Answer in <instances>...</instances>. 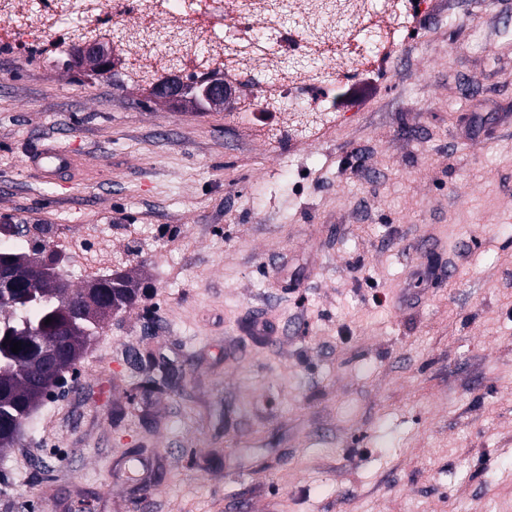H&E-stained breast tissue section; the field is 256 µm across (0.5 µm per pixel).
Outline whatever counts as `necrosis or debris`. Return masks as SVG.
<instances>
[{
  "instance_id": "obj_1",
  "label": "necrosis or debris",
  "mask_w": 512,
  "mask_h": 512,
  "mask_svg": "<svg viewBox=\"0 0 512 512\" xmlns=\"http://www.w3.org/2000/svg\"><path fill=\"white\" fill-rule=\"evenodd\" d=\"M410 8L409 0H383L377 11L368 0H39V18L54 19L55 30L27 36L5 30L0 43L67 55L73 36L70 20L76 17L83 20L86 32L112 39L116 47L133 39L145 45L138 67L126 71L135 82H158L174 65L201 78L213 64L222 63L257 85L255 97L242 107L240 119L248 124L271 112L330 111L337 76L359 72L367 47L386 41L400 14ZM292 12L308 21L301 60L272 27L273 21ZM343 17L362 29L363 37L340 53L336 23ZM158 18L167 20L169 27L164 52L153 53L149 47L155 42L153 22ZM113 234L109 224H63L55 227L51 240L66 256L73 276L94 278Z\"/></svg>"
}]
</instances>
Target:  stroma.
Instances as JSON below:
<instances>
[{
    "label": "stroma",
    "mask_w": 512,
    "mask_h": 512,
    "mask_svg": "<svg viewBox=\"0 0 512 512\" xmlns=\"http://www.w3.org/2000/svg\"><path fill=\"white\" fill-rule=\"evenodd\" d=\"M1 72L0 217L152 236L113 237L149 289L0 455V512H512V0H428L295 133ZM47 145L78 186L26 168ZM133 454L150 491L113 480Z\"/></svg>",
    "instance_id": "obj_1"
}]
</instances>
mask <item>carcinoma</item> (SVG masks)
<instances>
[{
    "label": "carcinoma",
    "instance_id": "1",
    "mask_svg": "<svg viewBox=\"0 0 512 512\" xmlns=\"http://www.w3.org/2000/svg\"><path fill=\"white\" fill-rule=\"evenodd\" d=\"M50 246L37 242L28 248L10 251L12 260L10 301L0 303V454L17 444L20 435L31 419L32 410L40 404L51 387L61 379L54 372L43 376L28 366L27 328L43 327L48 331L52 343L65 350L70 361L66 368L73 367L85 348L103 332L112 313L130 306L139 287L138 271L135 268L120 273L127 292L115 299L107 300L96 311H89L90 302L85 295V283L68 281V287L60 290L44 285V295L28 303L23 298L29 291L33 264ZM65 292L71 310L83 311V316L71 323H61L56 294ZM51 322H46V319ZM21 342V350L14 354L10 341Z\"/></svg>",
    "mask_w": 512,
    "mask_h": 512
}]
</instances>
